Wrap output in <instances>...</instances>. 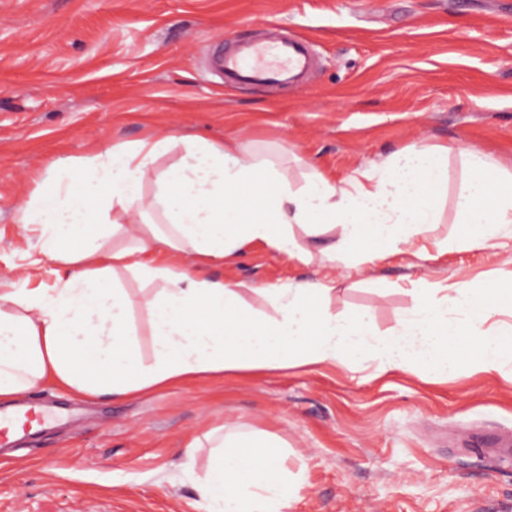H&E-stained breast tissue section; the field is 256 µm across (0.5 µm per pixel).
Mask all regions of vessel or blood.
Listing matches in <instances>:
<instances>
[{
  "mask_svg": "<svg viewBox=\"0 0 512 512\" xmlns=\"http://www.w3.org/2000/svg\"><path fill=\"white\" fill-rule=\"evenodd\" d=\"M251 52L255 56L251 62L240 55L224 57L222 69L225 83L275 84L296 77L306 65L304 49L298 43L271 39L252 47ZM44 421V416L32 407L19 416L0 412V446H8L17 438L30 434L34 426Z\"/></svg>",
  "mask_w": 512,
  "mask_h": 512,
  "instance_id": "b4317fda",
  "label": "vessel or blood"
}]
</instances>
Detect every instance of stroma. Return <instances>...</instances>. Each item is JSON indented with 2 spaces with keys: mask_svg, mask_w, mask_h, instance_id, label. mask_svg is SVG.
Here are the masks:
<instances>
[{
  "mask_svg": "<svg viewBox=\"0 0 512 512\" xmlns=\"http://www.w3.org/2000/svg\"><path fill=\"white\" fill-rule=\"evenodd\" d=\"M269 30L309 41V77L272 90L212 75L208 46ZM171 135L237 138L287 157L296 177L447 149L427 240L459 236L462 149L512 172V0H0V289L56 280L20 204L112 146ZM327 240L303 236L307 265L253 243L204 273L255 286L335 277L323 309L371 312L382 334L411 309V281L512 286V225L493 247L425 260L332 262ZM30 400L65 419L0 447V512H202L211 450L190 462L185 448L220 425L290 445L288 468L304 471L290 512H512V371L484 372L470 353L445 377L320 365L127 399L46 385Z\"/></svg>",
  "mask_w": 512,
  "mask_h": 512,
  "instance_id": "obj_1",
  "label": "stroma"
}]
</instances>
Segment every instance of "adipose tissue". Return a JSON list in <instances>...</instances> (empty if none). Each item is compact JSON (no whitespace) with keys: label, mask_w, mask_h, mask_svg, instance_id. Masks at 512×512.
I'll return each mask as SVG.
<instances>
[{"label":"adipose tissue","mask_w":512,"mask_h":512,"mask_svg":"<svg viewBox=\"0 0 512 512\" xmlns=\"http://www.w3.org/2000/svg\"><path fill=\"white\" fill-rule=\"evenodd\" d=\"M184 155L160 172L151 196L141 192L154 164L176 143ZM470 173L457 208L463 233L443 252L492 246L512 224V173L477 150H464ZM83 192L55 181L19 206L22 224L42 227V254L63 267L54 288L0 292V399L53 381L77 395L127 397L199 376L374 363L377 370L421 364L444 375L469 348L481 368L512 366V328L491 330L506 296L478 294L468 282H414V305L389 334L371 313L341 317L317 310L331 281L252 289L188 270L185 259L224 265L254 242L307 261L297 230L330 232L332 253L416 249L440 220L437 194L447 181L442 152L413 149L343 180L315 173L298 186L287 168L234 138H149L112 147L81 173ZM112 248H104L105 238ZM131 275L157 283L142 295L152 336L150 360L139 354ZM257 292L268 306L245 299ZM213 453L198 492L204 512H288L303 471L284 465L288 446L254 430L206 433Z\"/></svg>","instance_id":"ef3b65f1"}]
</instances>
